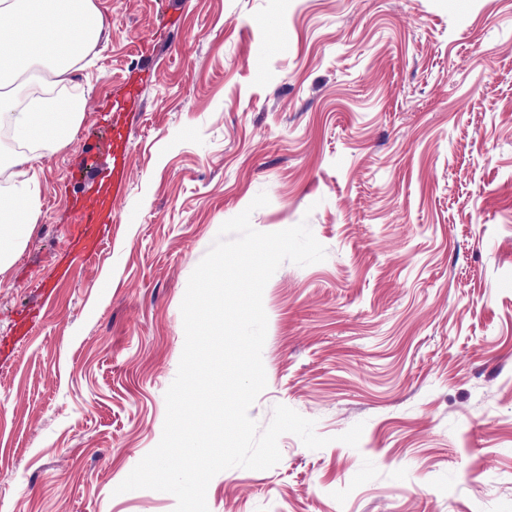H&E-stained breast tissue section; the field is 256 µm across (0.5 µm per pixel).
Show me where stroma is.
Segmentation results:
<instances>
[{
    "label": "stroma",
    "mask_w": 512,
    "mask_h": 512,
    "mask_svg": "<svg viewBox=\"0 0 512 512\" xmlns=\"http://www.w3.org/2000/svg\"><path fill=\"white\" fill-rule=\"evenodd\" d=\"M96 2L82 121L0 280V512H174L116 488L161 439L189 277L246 209L327 253L264 289L249 414L286 405L329 443L281 435L209 512H512V0ZM132 75L125 196L71 263L66 199L109 166L103 104Z\"/></svg>",
    "instance_id": "stroma-1"
}]
</instances>
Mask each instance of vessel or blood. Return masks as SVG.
<instances>
[{
    "mask_svg": "<svg viewBox=\"0 0 512 512\" xmlns=\"http://www.w3.org/2000/svg\"><path fill=\"white\" fill-rule=\"evenodd\" d=\"M138 97V86L128 85L126 102H115L109 107L108 145L112 167L98 177L94 191L74 200L69 243L75 257L85 262L94 256L103 239V228L111 223L113 212L122 199L127 177L129 123Z\"/></svg>",
    "mask_w": 512,
    "mask_h": 512,
    "instance_id": "b4317fda",
    "label": "vessel or blood"
}]
</instances>
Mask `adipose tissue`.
Here are the masks:
<instances>
[{"instance_id":"adipose-tissue-1","label":"adipose tissue","mask_w":512,"mask_h":512,"mask_svg":"<svg viewBox=\"0 0 512 512\" xmlns=\"http://www.w3.org/2000/svg\"><path fill=\"white\" fill-rule=\"evenodd\" d=\"M104 26L96 0H0V128L12 129L20 139L17 149L0 155V174L14 189L13 195L0 194V279L21 256L40 219L43 169L36 152L68 145L84 109L83 95L74 93L65 104L38 99L30 111H17L7 89L16 69L7 64L35 72L48 63L57 83H70Z\"/></svg>"}]
</instances>
